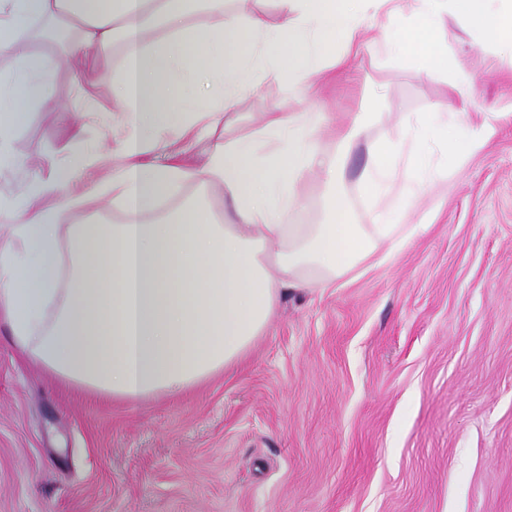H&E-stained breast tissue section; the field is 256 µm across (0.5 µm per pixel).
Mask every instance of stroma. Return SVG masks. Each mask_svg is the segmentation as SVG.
I'll return each instance as SVG.
<instances>
[{
  "instance_id": "obj_1",
  "label": "stroma",
  "mask_w": 512,
  "mask_h": 512,
  "mask_svg": "<svg viewBox=\"0 0 512 512\" xmlns=\"http://www.w3.org/2000/svg\"><path fill=\"white\" fill-rule=\"evenodd\" d=\"M447 59L426 78L406 55L366 40L335 85L297 90L294 112L430 111L471 78V112L497 133L421 197L428 229L383 265L329 288L287 292L266 332L231 370L177 396L137 404L64 384L0 328V512H512V59L455 14ZM93 85L72 62L55 75L79 110L34 113L15 135L19 164L0 192L27 186L35 153L62 169L98 149L90 176L117 161L124 135L112 73ZM283 93H243L225 133L255 132Z\"/></svg>"
}]
</instances>
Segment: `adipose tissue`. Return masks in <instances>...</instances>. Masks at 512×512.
Returning a JSON list of instances; mask_svg holds the SVG:
<instances>
[{"mask_svg":"<svg viewBox=\"0 0 512 512\" xmlns=\"http://www.w3.org/2000/svg\"><path fill=\"white\" fill-rule=\"evenodd\" d=\"M394 0H280L278 22L229 14L224 0H0V172L12 168L15 131L35 111L59 109L60 57L97 66L113 44L124 49L112 92L126 136L120 162L80 193L32 166L25 191L0 194V327L35 363L61 380L138 403L176 396L237 363L270 324L286 288L334 280L373 261L380 242L399 251L423 231L406 223L421 196L481 152L491 122L473 125V86L459 82L451 113L425 119L363 116L338 134L336 150L315 145L323 112H289L274 102L259 130L214 142L201 163L173 140L201 142L231 122L254 77L288 90L335 79L361 49L366 7ZM414 21L384 41L417 54L429 76L442 52L436 36L448 10L490 32L512 56V0H410ZM66 22L63 55L33 49L35 24ZM364 153L351 171L353 151ZM322 173V220L299 224L306 174ZM220 187L231 222L205 201L176 216L159 204L184 182ZM370 207L354 223L350 187ZM122 209L118 224H72L96 197Z\"/></svg>","mask_w":512,"mask_h":512,"instance_id":"1","label":"adipose tissue"}]
</instances>
